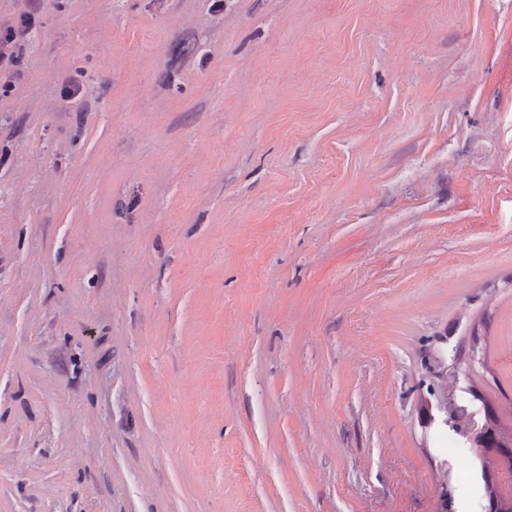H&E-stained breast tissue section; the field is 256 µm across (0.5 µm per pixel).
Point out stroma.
I'll return each mask as SVG.
<instances>
[{"label": "stroma", "instance_id": "35a3bbf8", "mask_svg": "<svg viewBox=\"0 0 512 512\" xmlns=\"http://www.w3.org/2000/svg\"><path fill=\"white\" fill-rule=\"evenodd\" d=\"M22 48L0 512H485L422 404L449 348L512 427V0H40Z\"/></svg>", "mask_w": 512, "mask_h": 512}]
</instances>
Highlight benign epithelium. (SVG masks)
Segmentation results:
<instances>
[{"label":"benign epithelium","instance_id":"obj_1","mask_svg":"<svg viewBox=\"0 0 512 512\" xmlns=\"http://www.w3.org/2000/svg\"><path fill=\"white\" fill-rule=\"evenodd\" d=\"M467 379L468 374L455 373L448 382V392L430 389V398L424 403L429 424L452 433L465 448H511L512 435L502 431L499 420L464 396L469 388L462 383ZM511 509L512 487L506 492L497 489L489 497L487 512H509Z\"/></svg>","mask_w":512,"mask_h":512}]
</instances>
